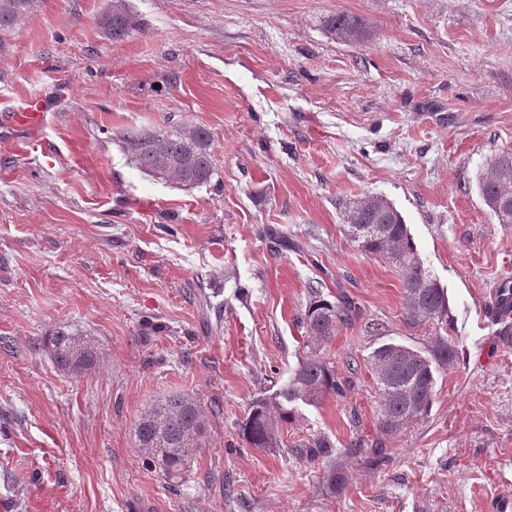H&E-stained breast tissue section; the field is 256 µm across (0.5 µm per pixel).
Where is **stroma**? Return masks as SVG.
I'll list each match as a JSON object with an SVG mask.
<instances>
[{
	"instance_id": "obj_1",
	"label": "stroma",
	"mask_w": 512,
	"mask_h": 512,
	"mask_svg": "<svg viewBox=\"0 0 512 512\" xmlns=\"http://www.w3.org/2000/svg\"><path fill=\"white\" fill-rule=\"evenodd\" d=\"M109 2L38 0L0 44V108L48 106L39 140L0 127V512H486L512 486V335L482 314L512 282V225L476 181L512 150V0H127L121 41ZM339 11L373 40L335 41ZM172 122L212 133L210 185L153 180L111 138ZM366 195L403 216L459 351L428 416L385 438L367 362L429 355L436 329L406 324L399 270L345 234ZM315 281L361 311L320 347L353 384L245 447L236 422L306 352ZM63 323L101 353L75 379L45 346ZM173 392L215 411L176 489L134 438ZM316 435L334 448L310 464ZM378 440L376 464L360 445ZM99 25L112 40L121 41L138 28L139 22L127 7L126 0H113L107 12L99 18Z\"/></svg>"
}]
</instances>
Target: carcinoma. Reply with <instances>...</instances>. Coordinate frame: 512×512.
Masks as SVG:
<instances>
[{"mask_svg": "<svg viewBox=\"0 0 512 512\" xmlns=\"http://www.w3.org/2000/svg\"><path fill=\"white\" fill-rule=\"evenodd\" d=\"M35 7V0H0V35L13 32ZM99 25L114 41L130 36L138 26L126 0H112ZM328 32L336 40L361 44L372 37L360 17L338 12L328 20ZM119 144L129 160L144 174L160 181H172L184 190L209 184L216 175L213 136L204 126L172 124L159 131L126 128L117 132ZM479 195L500 224H512V151L497 154L487 172L477 181ZM347 233L365 253L385 257L403 274L404 319L411 325L435 322L448 325V300L444 289L433 280L420 261L407 225L396 208L374 195L342 204ZM357 315L346 297L332 302L319 286H309V302L299 313L305 337L319 343L331 340L336 327ZM307 351L291 377L281 386L275 400L259 399L238 424V435L250 448H276L281 429L292 420L288 404L302 400L319 403L329 394L341 395L349 378L336 376L320 350ZM47 350L56 369L67 377H78L99 366L98 352L88 334L63 325L50 335ZM433 360L448 366L456 362L455 346L437 340L431 349ZM431 360V361H433ZM431 361L406 346L385 343L370 356L369 367L380 400L377 425L380 433L394 435L405 425L427 416L434 395ZM213 412L193 394H168L142 413L134 428L136 447L146 467L162 473L166 481L178 483L189 471L199 449L205 444ZM329 440L309 441L305 457L323 461L329 457Z\"/></svg>", "mask_w": 512, "mask_h": 512, "instance_id": "obj_1", "label": "carcinoma"}]
</instances>
